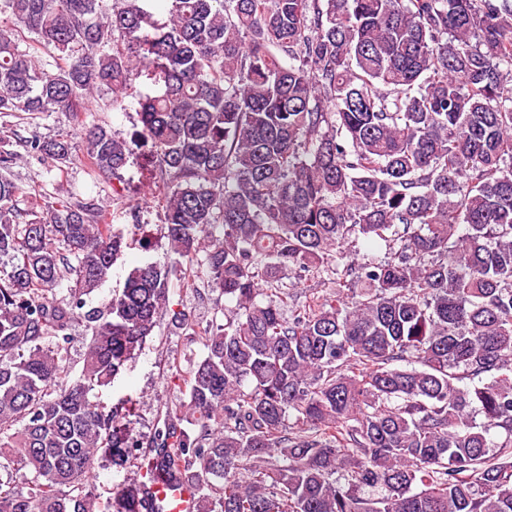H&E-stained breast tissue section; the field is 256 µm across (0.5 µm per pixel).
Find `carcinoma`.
I'll return each instance as SVG.
<instances>
[{"label":"carcinoma","mask_w":512,"mask_h":512,"mask_svg":"<svg viewBox=\"0 0 512 512\" xmlns=\"http://www.w3.org/2000/svg\"><path fill=\"white\" fill-rule=\"evenodd\" d=\"M139 2L0 0V114L80 127L0 136V512H154L139 484L86 491L142 447L197 512H512V0ZM100 95L138 98L134 138L86 123ZM16 146L108 180L146 148L163 237L236 302L200 331L173 314L205 354L147 442L99 393L186 271L145 256L87 307L132 243L102 202L20 208ZM1 127L3 131H9V129H12V131L17 130L24 137L37 136L41 139L52 138L61 131L77 132L68 114L64 112L45 113L35 116L26 115L25 113L16 116L2 115L0 117Z\"/></svg>","instance_id":"carcinoma-1"}]
</instances>
